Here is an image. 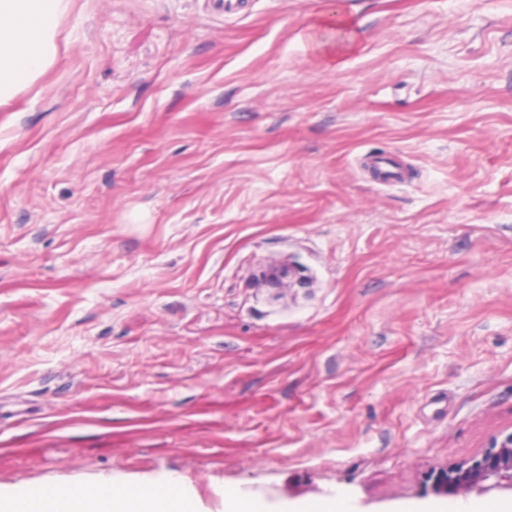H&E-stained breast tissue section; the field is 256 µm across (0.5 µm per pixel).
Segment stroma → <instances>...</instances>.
<instances>
[{"mask_svg":"<svg viewBox=\"0 0 512 512\" xmlns=\"http://www.w3.org/2000/svg\"><path fill=\"white\" fill-rule=\"evenodd\" d=\"M332 2L69 0L0 105L1 499L428 512L512 428V0H343L329 66ZM309 41L312 50L329 63L357 47L356 35L338 3L313 28ZM370 164L379 172V178L384 184L398 182L403 175L400 165L390 155L373 154L369 157ZM110 491H63L79 502L80 512H196L195 501L179 487L175 495H135ZM182 509V510H180ZM224 497L226 512H354L348 500L339 495L302 503L295 510H273L261 496L246 494L243 498L237 490H226Z\"/></svg>","mask_w":512,"mask_h":512,"instance_id":"35a3bbf8","label":"stroma"}]
</instances>
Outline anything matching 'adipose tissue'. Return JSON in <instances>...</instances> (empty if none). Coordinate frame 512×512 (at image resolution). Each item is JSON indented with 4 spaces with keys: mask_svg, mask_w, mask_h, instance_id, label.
<instances>
[{
    "mask_svg": "<svg viewBox=\"0 0 512 512\" xmlns=\"http://www.w3.org/2000/svg\"><path fill=\"white\" fill-rule=\"evenodd\" d=\"M68 0H0V102L11 99L21 84L33 81L56 53V19ZM314 52L332 62L357 47L341 8L324 15L309 35ZM80 512H197L184 491L173 495H135L110 491H75Z\"/></svg>",
    "mask_w": 512,
    "mask_h": 512,
    "instance_id": "adipose-tissue-1",
    "label": "adipose tissue"
}]
</instances>
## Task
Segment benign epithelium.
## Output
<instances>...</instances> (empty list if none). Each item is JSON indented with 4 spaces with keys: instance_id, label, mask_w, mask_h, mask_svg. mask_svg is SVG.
<instances>
[{
    "instance_id": "benign-epithelium-1",
    "label": "benign epithelium",
    "mask_w": 512,
    "mask_h": 512,
    "mask_svg": "<svg viewBox=\"0 0 512 512\" xmlns=\"http://www.w3.org/2000/svg\"><path fill=\"white\" fill-rule=\"evenodd\" d=\"M422 488L436 496H457L473 489L512 490V431L496 436L483 452L426 472Z\"/></svg>"
}]
</instances>
